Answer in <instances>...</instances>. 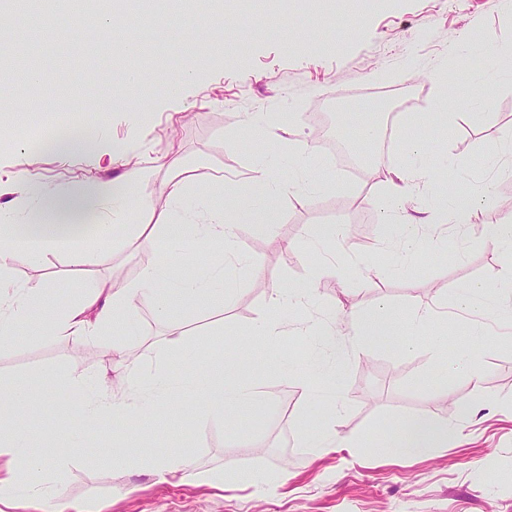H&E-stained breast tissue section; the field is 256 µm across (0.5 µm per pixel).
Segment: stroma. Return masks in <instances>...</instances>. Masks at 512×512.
Returning a JSON list of instances; mask_svg holds the SVG:
<instances>
[{
	"mask_svg": "<svg viewBox=\"0 0 512 512\" xmlns=\"http://www.w3.org/2000/svg\"><path fill=\"white\" fill-rule=\"evenodd\" d=\"M284 10L300 34L293 47L280 17ZM140 42L147 54L141 72L149 73L158 56L170 77L152 85L148 112L130 106L103 119L93 116V104L112 97L113 81L128 76L122 46L107 63L83 48L51 43L40 56L54 72L51 80L0 82V208L11 223L29 221L18 184L23 171L50 186L74 189L119 176L125 160L153 166L166 154L182 158L197 182L222 176L244 181L253 156L264 154L277 159L282 179H289L293 165L278 139L241 128L250 112L297 116L299 137L316 145L318 164L312 187L282 197L281 222L271 232L258 235L242 226L257 275L229 276L227 294L202 295L194 306L175 307L163 318L153 300L128 298L133 333L121 342L145 370L180 377L191 356L214 379L234 355L238 379L258 385L266 396L264 412L241 409L230 424L206 416L189 395L182 397L177 417L160 409L144 420L134 440L139 451L183 455L212 473L215 483L177 485L130 467L127 440L111 419L82 421L63 399L51 397L47 378L56 372L89 379L104 371L113 388L121 389L112 337L78 347L21 334L0 347V387L23 378L40 389L24 411L33 445L60 451L45 466L51 502L89 503L97 512H512V256L484 237L485 225L512 207V175L482 169L490 157L512 155V17L492 0H258L255 12L238 13L225 30L210 64L188 78L183 64L195 45L186 32L155 30ZM370 87L386 90L374 118L378 129L393 130L386 152L357 131L354 109ZM445 89L452 111L466 118L429 138L443 180L419 186L415 204L425 207L453 188L474 198L480 219L463 237L449 238L444 250L431 232L418 233L411 251L400 225L384 221L387 172L414 134L392 121L398 113L427 111ZM317 108L326 118L321 128L302 118ZM75 115L93 117L95 149L58 157L29 151L28 140L19 136L24 129L62 126ZM489 126L497 138H487ZM328 140L354 157H377L371 180L349 176L321 149ZM327 224L348 226V237L319 251L308 248L310 232ZM287 239L295 249H284ZM332 252L361 266V274L320 283L289 312L287 335L253 336V327L273 316L271 301L280 288L306 285L315 263ZM157 259L153 244L139 239L115 250L105 264L83 247L38 264L21 258L12 278L20 285L54 283L52 299L65 305L95 281L127 288ZM378 267L389 270L380 280L372 276ZM475 282L488 292L486 311L448 319ZM382 298L393 309L391 334L364 350H347L343 371L330 375L328 354L304 333L305 323L342 327L350 316L374 311ZM417 308L433 310L434 318L408 323L407 313ZM175 326L183 334L182 348L169 352L166 340ZM437 338L473 354L479 380L449 375L445 359L430 349ZM308 384L317 390L310 403L303 398ZM339 397L346 406L337 414L331 404ZM420 414L460 430L420 453H382L381 445L394 442L401 423ZM329 425L349 438V447L313 452L309 436ZM256 476L277 481V488L258 491Z\"/></svg>",
	"mask_w": 512,
	"mask_h": 512,
	"instance_id": "obj_1",
	"label": "stroma"
}]
</instances>
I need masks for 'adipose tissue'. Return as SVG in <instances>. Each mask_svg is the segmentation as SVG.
Masks as SVG:
<instances>
[{
	"instance_id": "1",
	"label": "adipose tissue",
	"mask_w": 512,
	"mask_h": 512,
	"mask_svg": "<svg viewBox=\"0 0 512 512\" xmlns=\"http://www.w3.org/2000/svg\"><path fill=\"white\" fill-rule=\"evenodd\" d=\"M86 0H69L64 12H43L29 17V33L39 36L53 33L63 41L81 35L79 17ZM448 117L446 103H437L430 112L410 114L406 123L417 129L418 135L407 140L403 153L385 184L388 222L405 225L417 231L422 223L452 224L464 227L477 223L479 208L465 197H452L447 209L434 211L427 220L415 219L405 204L419 179L436 181L438 168L425 162L426 143L423 131L440 125ZM168 178L162 182L158 198H147L137 192L147 180L150 168L133 164L114 179H97L78 190L52 188L35 181H24V200L32 209V222L25 233H17L13 224L0 211V344L19 335L32 313H41L39 333L70 341L77 345H92L106 335L125 336L131 328V312L127 297L139 293L155 301L160 313L172 306L197 299L205 284L183 276V267L172 250L175 243L192 242L198 250L214 249L225 258L250 264L251 255L244 247L239 228L244 224L263 230L279 220L277 200L285 187L277 167L266 157H256L245 190H238L232 180H220L198 186L182 176L179 159L161 157ZM98 244L94 259L104 261L112 256L116 244L130 239L162 238L165 249L156 263L146 268L130 291H122L101 281L87 287L83 295L65 307L51 303L53 285L49 282L21 286L10 278L17 258L36 263L47 254L78 244L85 238ZM392 308L380 304L374 313L354 317L349 321V342L363 349L379 338L389 335ZM120 358L126 386L122 393L103 387L87 393L76 378L66 379L63 393L87 420L109 418L134 435L140 420L159 404L175 387L177 380L163 373L145 377L138 360L129 358L125 346L114 348ZM25 381L15 383L0 392V423L6 424L9 438L0 442V458L4 459L7 475L0 479V499L19 496L37 499L41 496V459L32 455L24 443L26 431L20 413L33 395ZM209 415L227 417L240 408H254L261 399L256 390L236 380H220L197 389Z\"/></svg>"
}]
</instances>
